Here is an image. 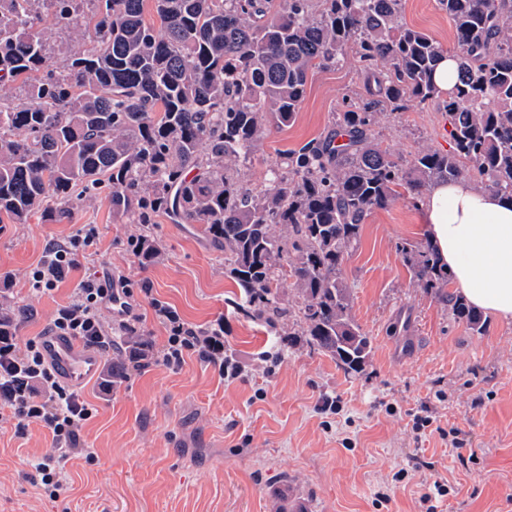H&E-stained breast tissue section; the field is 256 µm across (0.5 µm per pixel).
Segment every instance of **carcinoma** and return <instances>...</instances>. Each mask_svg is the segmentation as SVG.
Instances as JSON below:
<instances>
[{
  "instance_id": "carcinoma-1",
  "label": "carcinoma",
  "mask_w": 512,
  "mask_h": 512,
  "mask_svg": "<svg viewBox=\"0 0 512 512\" xmlns=\"http://www.w3.org/2000/svg\"><path fill=\"white\" fill-rule=\"evenodd\" d=\"M438 4L458 63L446 93L433 80L445 50L404 24L402 0H0V84L17 90L0 97V224L35 212L60 223L108 185L112 213L146 226L144 263L161 254L148 229L157 217L196 224L224 253L246 316L283 347L303 341L363 372L372 341L352 316L342 265L367 218L403 190L417 200L471 171L481 190L512 198V0ZM79 25L90 47L74 50L63 38ZM47 30L62 42L50 45ZM349 54L364 93L324 137L284 153L263 188L245 187L239 172L264 131L292 123L309 74ZM434 100L449 149L421 148L405 168L374 126ZM397 250L418 287L484 332L481 314L448 291L452 274L430 241ZM116 336L133 363L150 359L145 334ZM128 369L112 365L104 382L122 383Z\"/></svg>"
}]
</instances>
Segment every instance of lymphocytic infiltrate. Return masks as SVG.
<instances>
[{
	"mask_svg": "<svg viewBox=\"0 0 512 512\" xmlns=\"http://www.w3.org/2000/svg\"><path fill=\"white\" fill-rule=\"evenodd\" d=\"M96 230L86 224L66 240L51 243L39 264L29 273L30 288L40 292L56 289L85 258L92 246ZM149 298L156 320L167 332L165 345L157 359L163 365L178 368L186 358L197 357L218 372L221 378L236 379L241 371L238 362L224 351V325L216 323L197 328L184 322L168 303L153 299L149 283L132 290L129 279L120 268L99 277L80 280L69 300L60 305L53 320V331L83 340L104 356L116 349L114 329L136 325V294ZM112 309L115 319L105 324L102 309ZM9 413L17 430L35 422L50 431L53 446L38 461L41 489L49 498H59L68 484L67 464L82 457L92 460L83 438L86 422L93 410L72 387L62 384L45 362L39 342H29L18 350L12 337L0 338V414Z\"/></svg>",
	"mask_w": 512,
	"mask_h": 512,
	"instance_id": "obj_1",
	"label": "lymphocytic infiltrate"
}]
</instances>
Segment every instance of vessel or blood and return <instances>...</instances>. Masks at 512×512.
Masks as SVG:
<instances>
[{"mask_svg": "<svg viewBox=\"0 0 512 512\" xmlns=\"http://www.w3.org/2000/svg\"><path fill=\"white\" fill-rule=\"evenodd\" d=\"M40 347L58 378L72 387L78 388L93 380L102 364L98 352L68 336L46 334Z\"/></svg>", "mask_w": 512, "mask_h": 512, "instance_id": "vessel-or-blood-1", "label": "vessel or blood"}]
</instances>
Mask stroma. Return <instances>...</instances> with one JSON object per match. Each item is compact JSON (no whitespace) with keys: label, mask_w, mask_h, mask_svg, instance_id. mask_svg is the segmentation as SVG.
I'll list each match as a JSON object with an SVG mask.
<instances>
[{"label":"stroma","mask_w":512,"mask_h":512,"mask_svg":"<svg viewBox=\"0 0 512 512\" xmlns=\"http://www.w3.org/2000/svg\"><path fill=\"white\" fill-rule=\"evenodd\" d=\"M402 16L454 50L437 0H402ZM362 90L350 61L310 73L295 121L267 129L242 183H260L282 151L324 136L344 100ZM445 121L433 101L381 118L375 131L405 165L420 146L448 149ZM109 194L105 187L84 198L60 224L35 215L0 229V276L15 275L10 294L27 307L17 347L46 334L76 281L116 265L133 283L148 280L154 297L191 325L223 322L224 349L242 374L227 381L191 357L177 369L149 361L107 393L98 381L85 384L81 394L96 409L84 428L94 460L68 463V487L55 500L40 490L34 467L49 453L51 433L33 423L20 435L14 420L0 421V512H275L271 492L283 484L305 512H422L419 499L437 480L450 488L441 512H512V322L490 319L484 334L473 333L446 301L413 283L397 250L425 238L410 196L372 213L343 263L352 315L373 340L369 366L348 374L306 345L281 349L269 328L242 314L223 256L198 227L157 218L162 253L141 265L129 238L142 227L113 215ZM85 224L97 241L72 280L45 294L25 286L47 244ZM325 392L339 397L337 412L318 411ZM389 405L397 415L386 414ZM425 405L438 427L413 433L411 416ZM442 427L455 430L462 448L442 439ZM419 459L426 466L417 470ZM402 468L409 476L393 481ZM380 492L388 496L381 505Z\"/></svg>","instance_id":"1"}]
</instances>
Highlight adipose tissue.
Returning <instances> with one entry per match:
<instances>
[{"mask_svg": "<svg viewBox=\"0 0 512 512\" xmlns=\"http://www.w3.org/2000/svg\"><path fill=\"white\" fill-rule=\"evenodd\" d=\"M420 207L457 293L484 315L512 320V200L461 179L435 184Z\"/></svg>", "mask_w": 512, "mask_h": 512, "instance_id": "1", "label": "adipose tissue"}]
</instances>
